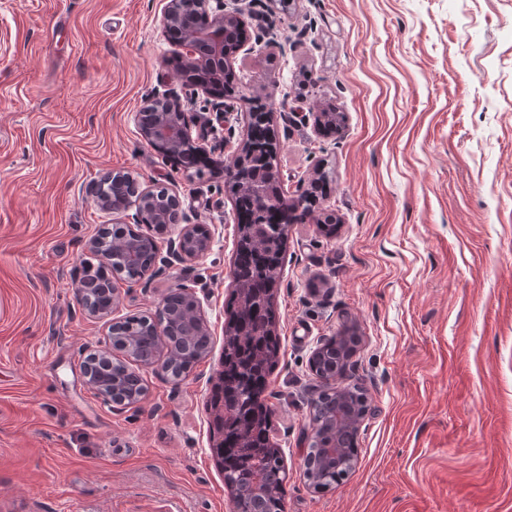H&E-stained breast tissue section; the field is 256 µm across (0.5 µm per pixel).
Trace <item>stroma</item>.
Returning <instances> with one entry per match:
<instances>
[{
	"label": "stroma",
	"mask_w": 512,
	"mask_h": 512,
	"mask_svg": "<svg viewBox=\"0 0 512 512\" xmlns=\"http://www.w3.org/2000/svg\"><path fill=\"white\" fill-rule=\"evenodd\" d=\"M257 42L238 84L272 96L285 199L321 184L291 225L272 284L276 364L263 399L287 475L284 512H512V0H225ZM167 0H0V512H231L212 448L239 239L224 166L244 119L212 134L195 176L148 146L133 116L176 78ZM335 106L338 127L317 131ZM179 192L221 225L203 257L150 287L112 278L115 320L198 286L211 345L180 383L142 366L140 404L89 388L106 343L74 281L96 269L102 172ZM353 339L367 400L349 473L305 476L318 396L312 352Z\"/></svg>",
	"instance_id": "35a3bbf8"
}]
</instances>
